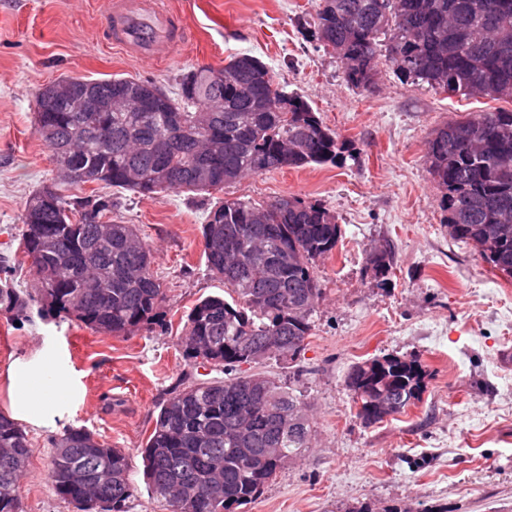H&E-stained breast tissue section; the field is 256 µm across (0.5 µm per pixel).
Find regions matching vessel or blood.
<instances>
[{
  "mask_svg": "<svg viewBox=\"0 0 512 512\" xmlns=\"http://www.w3.org/2000/svg\"><path fill=\"white\" fill-rule=\"evenodd\" d=\"M114 45L150 61L167 59L191 36L181 17L160 0H104Z\"/></svg>",
  "mask_w": 512,
  "mask_h": 512,
  "instance_id": "vessel-or-blood-1",
  "label": "vessel or blood"
}]
</instances>
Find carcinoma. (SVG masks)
I'll return each instance as SVG.
<instances>
[{
	"mask_svg": "<svg viewBox=\"0 0 512 512\" xmlns=\"http://www.w3.org/2000/svg\"><path fill=\"white\" fill-rule=\"evenodd\" d=\"M311 36L341 60L356 89L374 86L384 46L386 62L406 82L512 101V0H319ZM66 81V88L51 82L39 90L35 131L73 185L208 193L252 174L335 165L350 152L348 140L304 98L275 86L268 66L249 54L231 57L218 72H189L178 93L143 110H116L112 99L118 92L146 98L157 88L152 80ZM88 95L95 112L80 105ZM480 128L495 135L472 154L463 141ZM426 159L445 190L450 235L512 278V237L491 244L485 236L486 225L512 218V111L444 123L428 140ZM113 207L110 195L71 202L53 187L47 199L35 191L24 206L20 249L37 286L23 293L1 281L0 309L19 316L40 298L48 313L73 316L105 336L156 324L164 293L152 249L135 225L112 220ZM341 237L325 207L294 197L226 199L209 212L206 264L229 298L199 300L181 343L189 361L224 378L182 376L140 450L148 486L171 512H233L312 448L303 395L242 365L273 356L294 361L305 350L322 295L315 263ZM424 379L419 358L383 356L353 364L345 386L358 416L372 425L420 399ZM382 395L394 402L385 413L376 406ZM53 448L49 477L61 499L78 512H128L134 487L124 452L84 427L67 428ZM30 455L21 424L0 414V512H21ZM103 469L112 472L109 484L97 480Z\"/></svg>",
	"mask_w": 512,
	"mask_h": 512,
	"instance_id": "1",
	"label": "carcinoma"
}]
</instances>
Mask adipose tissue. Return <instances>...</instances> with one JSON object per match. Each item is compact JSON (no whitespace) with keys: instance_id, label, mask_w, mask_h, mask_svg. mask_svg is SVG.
<instances>
[{"instance_id":"obj_1","label":"adipose tissue","mask_w":512,"mask_h":512,"mask_svg":"<svg viewBox=\"0 0 512 512\" xmlns=\"http://www.w3.org/2000/svg\"><path fill=\"white\" fill-rule=\"evenodd\" d=\"M10 389V409L14 419L34 428H56L65 410L58 389L71 387L68 368L49 350L10 364L6 369Z\"/></svg>"}]
</instances>
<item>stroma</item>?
<instances>
[{"label":"stroma","instance_id":"stroma-1","mask_svg":"<svg viewBox=\"0 0 512 512\" xmlns=\"http://www.w3.org/2000/svg\"><path fill=\"white\" fill-rule=\"evenodd\" d=\"M164 2L193 38L169 59L146 61L103 41L102 0H0V253L16 252L33 192L50 184L69 200L91 192L60 181L35 132L38 90L64 76L149 78L172 92L182 74L246 52L269 67L278 87L306 99L352 155L338 165L249 175L209 194L116 192L113 220L136 225L153 249L164 289L159 325L103 336L46 316L36 303L17 322L0 311V369L40 348L61 358L75 382L63 426L86 427L128 455L129 512H170L148 489L139 450L179 378L216 375L191 367L180 344L196 301L224 293L203 254L206 215L236 197L319 203L335 215L342 238L315 266L323 295L311 334L296 361L271 358L257 367L305 396L312 447L235 512H512V279L452 238L444 192L425 158L444 123L512 103L407 83L386 64L373 90L352 88L336 55L309 35L317 0ZM374 246L392 252L386 276L369 262ZM382 356L419 358L426 388L404 413L368 425L344 375ZM27 435L22 512H77L48 476L59 430Z\"/></svg>","mask_w":512,"mask_h":512}]
</instances>
